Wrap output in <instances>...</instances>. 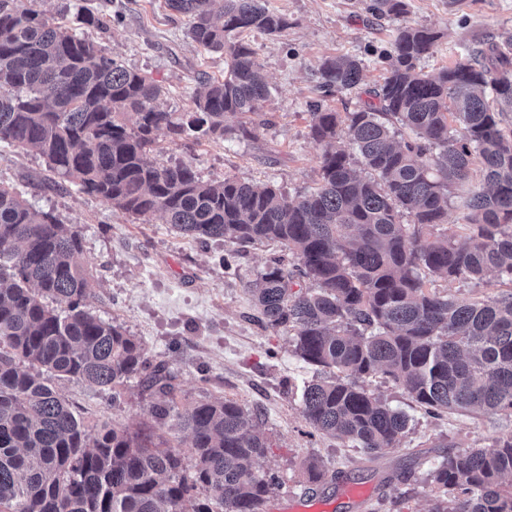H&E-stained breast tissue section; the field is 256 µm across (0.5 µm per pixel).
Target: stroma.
Masks as SVG:
<instances>
[{
	"mask_svg": "<svg viewBox=\"0 0 512 512\" xmlns=\"http://www.w3.org/2000/svg\"><path fill=\"white\" fill-rule=\"evenodd\" d=\"M267 3L286 15L289 28L278 37L261 31L248 35L272 88L263 108L266 124L242 137L237 133L242 115L228 114V135L196 143L160 130L150 154L156 163L192 164L207 181L228 175L272 184L289 195L310 190L319 179L320 150L310 134L308 112L317 96L316 69L323 59H362V89L328 102L335 111L352 112L362 105L365 90L381 83L384 70L377 53L388 48L399 23L439 32L434 53L421 62L429 73L452 66L484 39L512 33V0H407L400 20L374 19L366 10L367 0ZM79 4L118 15V22L88 35L159 84L164 91L160 105L166 111H192L198 72L224 73V55L192 43L186 36L188 18L169 10L165 0H47L45 8L69 18ZM0 183L13 186L36 209L52 213L78 233V260L95 290L94 313L121 324L143 342L151 359L176 374L182 389L179 409L191 408L205 395L224 396L238 400L257 418L269 444L257 468L278 481L271 507L311 496L329 499L333 512H430L431 460L449 447L481 448L512 432V415L428 417L402 388L372 378L367 388L405 412L410 428L378 460H367L361 449L306 425L300 396L304 382L316 376L314 367L292 355L287 330L262 326L252 318L246 283L279 252V245L221 240L199 245L176 233L161 216L137 218L68 181L51 178L39 155L5 143H0ZM229 251L237 257L227 269L219 259ZM58 387L88 423L109 421L139 430L154 443L179 434L178 428L154 422L149 413L153 400L138 379L128 380L117 399L76 379L61 381ZM312 459L322 461L326 472L318 483L308 482L304 473ZM349 483L369 485L373 493L363 502L346 499L341 488Z\"/></svg>",
	"mask_w": 512,
	"mask_h": 512,
	"instance_id": "35a3bbf8",
	"label": "stroma"
}]
</instances>
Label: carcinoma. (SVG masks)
<instances>
[{"mask_svg": "<svg viewBox=\"0 0 512 512\" xmlns=\"http://www.w3.org/2000/svg\"><path fill=\"white\" fill-rule=\"evenodd\" d=\"M34 0H0V143L42 157L51 172L136 217L162 215L201 244L278 243L246 283L261 319L292 331L291 353L330 373L305 385L314 431L364 450L397 445L406 415L359 381L403 387L425 413L512 415V292L459 301L430 278L512 286V36L480 44L434 76L420 61L438 34L398 27L370 100L341 114L323 99L360 88L352 56L317 69L309 104L320 180L289 196L235 176L203 180L186 163L149 159L155 132L222 138L228 113L256 114L270 96L250 30L288 20L265 0H166L190 18L189 38L225 55L224 75L198 74L195 110L167 112L162 89ZM376 18L405 0H370ZM77 22L106 27L81 9ZM136 116L134 126L126 115ZM359 157L366 175L352 168ZM481 166L483 184L473 183ZM465 210L464 242L448 204ZM78 234L0 184V512H266L276 479L257 461L269 445L234 399L203 396L186 413L175 376L143 343L90 308ZM307 279L310 288L297 287ZM65 305L64 312L58 306ZM160 399L150 408L188 432L175 447L109 422L91 428L52 378L115 390L132 377ZM432 512H512V433L452 452L427 472Z\"/></svg>", "mask_w": 512, "mask_h": 512, "instance_id": "carcinoma-1", "label": "carcinoma"}]
</instances>
